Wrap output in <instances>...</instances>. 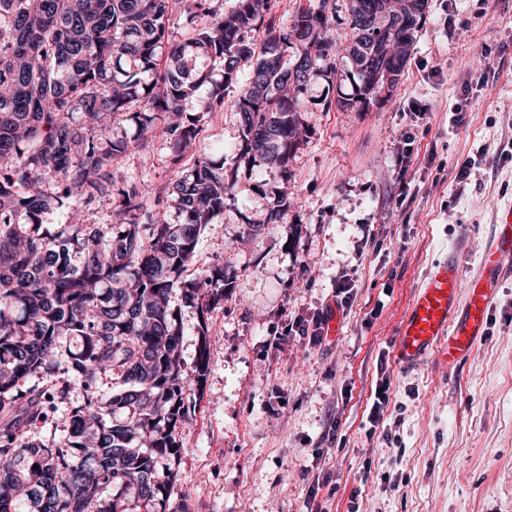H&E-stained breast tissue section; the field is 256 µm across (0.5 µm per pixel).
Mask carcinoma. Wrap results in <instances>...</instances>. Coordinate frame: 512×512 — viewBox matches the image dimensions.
I'll use <instances>...</instances> for the list:
<instances>
[{
  "instance_id": "carcinoma-1",
  "label": "carcinoma",
  "mask_w": 512,
  "mask_h": 512,
  "mask_svg": "<svg viewBox=\"0 0 512 512\" xmlns=\"http://www.w3.org/2000/svg\"><path fill=\"white\" fill-rule=\"evenodd\" d=\"M185 1L177 40L172 16ZM329 2L298 9L282 33L269 0H234L228 12L212 0H0V512H167L178 430L210 354L202 330L194 368L183 367L171 293L204 314L235 277L222 264L192 265L234 176L203 154L188 167L181 159L249 62L234 102L240 155L290 179L303 95L313 79L337 76ZM378 3L349 0L361 84L338 102L344 111L379 97L372 75L386 55L408 61L427 18H406L386 49ZM253 30L264 37L247 38ZM202 60L218 63L221 79ZM160 126L175 169L151 210L149 186L116 180L112 160L145 148ZM106 196L116 222L85 223V207ZM50 210L65 222L42 224ZM76 384L83 399L67 408L64 436L29 439Z\"/></svg>"
}]
</instances>
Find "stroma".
Instances as JSON below:
<instances>
[{"mask_svg":"<svg viewBox=\"0 0 512 512\" xmlns=\"http://www.w3.org/2000/svg\"><path fill=\"white\" fill-rule=\"evenodd\" d=\"M334 84L314 80L290 160L292 176L254 166L237 146L241 92L207 117L187 159L235 175L222 216L200 235L195 265L236 278L208 315L180 312V352L211 356L182 445L171 497L180 512H512V260L487 336L447 371L401 369L393 335L429 264L456 251L478 270L502 207L512 203V0H429L403 74L361 111L347 59ZM463 113L456 124L454 113ZM163 138L118 156L116 178L167 183ZM472 167L459 179L464 161ZM288 209L255 241L280 190ZM348 280L338 336L271 347L287 319L333 303ZM389 403L369 411L380 383Z\"/></svg>","mask_w":512,"mask_h":512,"instance_id":"stroma-1","label":"stroma"}]
</instances>
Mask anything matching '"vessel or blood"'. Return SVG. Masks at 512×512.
<instances>
[{
    "instance_id": "obj_1",
    "label": "vessel or blood",
    "mask_w": 512,
    "mask_h": 512,
    "mask_svg": "<svg viewBox=\"0 0 512 512\" xmlns=\"http://www.w3.org/2000/svg\"><path fill=\"white\" fill-rule=\"evenodd\" d=\"M512 258V204L499 213L491 246L481 257L478 272L462 280L457 256L431 264L417 286L394 335V355L405 368L436 355L446 368L469 357L486 336L492 301L505 259ZM467 301H460V294Z\"/></svg>"
}]
</instances>
